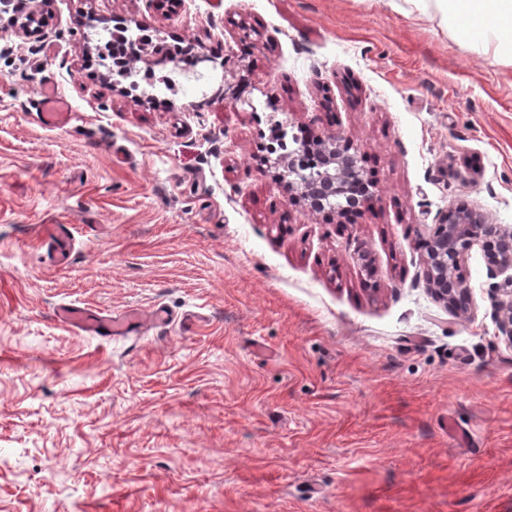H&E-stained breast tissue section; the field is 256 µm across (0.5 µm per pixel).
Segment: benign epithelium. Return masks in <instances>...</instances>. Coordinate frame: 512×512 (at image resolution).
<instances>
[{
    "instance_id": "7a95c632",
    "label": "benign epithelium",
    "mask_w": 512,
    "mask_h": 512,
    "mask_svg": "<svg viewBox=\"0 0 512 512\" xmlns=\"http://www.w3.org/2000/svg\"><path fill=\"white\" fill-rule=\"evenodd\" d=\"M316 142L314 159L308 157L306 143L288 153L280 174L285 192L296 194L313 213L363 211L373 205L375 193L358 169L355 155L346 152L340 138L320 136ZM477 243L491 276H504L490 291L499 332L512 346V232L488 223L476 210L448 211L426 245V287L436 301L467 312L470 291L460 269L465 253Z\"/></svg>"
}]
</instances>
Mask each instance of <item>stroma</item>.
<instances>
[{"instance_id":"1","label":"stroma","mask_w":512,"mask_h":512,"mask_svg":"<svg viewBox=\"0 0 512 512\" xmlns=\"http://www.w3.org/2000/svg\"><path fill=\"white\" fill-rule=\"evenodd\" d=\"M158 45L211 56L208 83ZM46 81L65 125L39 119ZM282 126L349 141L374 205L283 194ZM451 209L512 230V64L438 21L384 0L0 13V512H512L481 246L467 313L424 281ZM65 303L145 323L105 339Z\"/></svg>"}]
</instances>
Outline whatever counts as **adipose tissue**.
<instances>
[{
    "instance_id": "obj_1",
    "label": "adipose tissue",
    "mask_w": 512,
    "mask_h": 512,
    "mask_svg": "<svg viewBox=\"0 0 512 512\" xmlns=\"http://www.w3.org/2000/svg\"><path fill=\"white\" fill-rule=\"evenodd\" d=\"M439 20L464 43L512 64V0H387Z\"/></svg>"
}]
</instances>
